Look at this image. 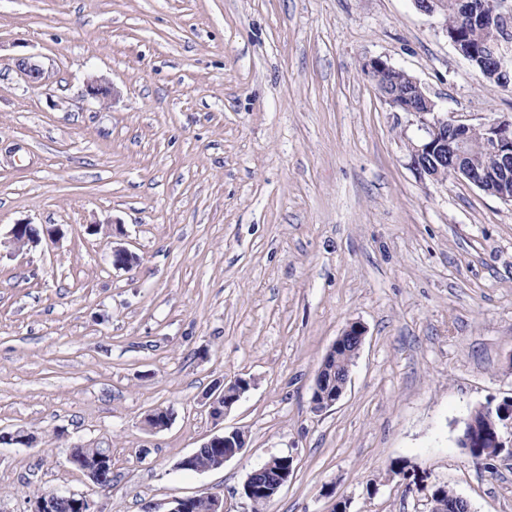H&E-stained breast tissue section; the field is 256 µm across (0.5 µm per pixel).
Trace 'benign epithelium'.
Segmentation results:
<instances>
[{"label": "benign epithelium", "instance_id": "benign-epithelium-1", "mask_svg": "<svg viewBox=\"0 0 512 512\" xmlns=\"http://www.w3.org/2000/svg\"><path fill=\"white\" fill-rule=\"evenodd\" d=\"M465 15L468 21L478 24L487 33L486 49L492 61V67L498 77L499 85L507 88L512 85V47L501 43L499 32L502 29V20L506 13L501 12L494 17H485L475 2L468 0L465 3ZM17 71L29 83L38 86L45 82L46 71L43 66L29 56H23L16 60ZM116 90L112 83L98 76H91L84 85L83 96L99 102L107 107L112 103ZM381 97L390 108L400 112H413L424 117L425 137L417 144L411 146V166L421 178L436 181L448 175L450 177L464 178L478 188H483L487 180V171L477 163L475 149L473 148V133L480 129L483 131L482 150L495 155L498 159L500 172L504 175L512 171V119L497 120L490 124H467L456 120H450L437 109L436 102L428 95L421 83L413 78L411 83L404 88H388L380 92ZM27 223H18L10 231L8 244L15 250H30L37 247L42 237L30 236L27 231ZM365 338L363 326L353 323L349 325L327 352L313 386L311 404L312 409L321 413L333 406L344 395L349 381L351 366L343 369L336 367L334 358L337 351L347 343H352L355 351H360ZM229 386L223 385L213 394L207 395L206 407L213 411L224 402V411H229L234 404L249 390L246 385L235 392H228ZM512 433V418L502 420V424L490 425V438L493 444L501 448H511L512 439H505L504 433ZM236 431H224L210 437L202 444L204 448H226L224 456L217 457L210 469H219L224 463L243 450L234 444ZM109 452H101L94 458L83 462L76 457V449H70L68 459L78 469L83 471L92 485L99 486L108 471ZM264 467L270 470L272 476L270 485H256L255 476L259 471L251 472L243 486V493L249 495L254 490H259L274 499L281 489L288 483L294 470V458L287 456L281 458L273 456L269 458ZM208 505L209 512H224V501L217 496H200L192 498H176L171 501V507L167 512H191L198 502ZM68 505L74 512H102L96 502L85 494L73 492H50L39 495L32 502L31 512H58L60 506Z\"/></svg>", "mask_w": 512, "mask_h": 512}]
</instances>
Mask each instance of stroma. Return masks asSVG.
<instances>
[{
	"instance_id": "35a3bbf8",
	"label": "stroma",
	"mask_w": 512,
	"mask_h": 512,
	"mask_svg": "<svg viewBox=\"0 0 512 512\" xmlns=\"http://www.w3.org/2000/svg\"><path fill=\"white\" fill-rule=\"evenodd\" d=\"M28 55L44 85L16 73ZM376 57L449 119L512 117V88L412 0H0V237L61 230L0 246V431L37 437L0 444V512L53 489L105 512L206 494L252 512L245 480L273 455L295 470L264 512H429L442 485L512 512V454L489 473L459 442L512 397V203L418 176L420 118L379 96ZM91 75L111 107L82 98ZM118 245L137 263L114 268ZM352 322L347 390L314 412ZM239 377L251 389L212 419L206 394ZM157 408L172 421L152 433ZM234 429L222 468L179 469ZM73 445L111 449L110 489ZM27 225H33L28 222L14 224L10 231V239L8 240V244L12 246L15 250H30L32 248H36L42 240L41 234L37 236H29L26 228ZM43 227H39V225L34 224L33 227L30 228L31 231H38L40 233L43 232V235L47 234L51 236L53 230L45 229ZM364 338V327L352 323L332 344L322 362L313 386L311 404L315 412L321 413L335 406L346 391L352 365L349 364L343 370H339L336 367L337 363L334 362V358H337V351L350 342L359 354ZM333 386H335V389L331 390Z\"/></svg>"
}]
</instances>
